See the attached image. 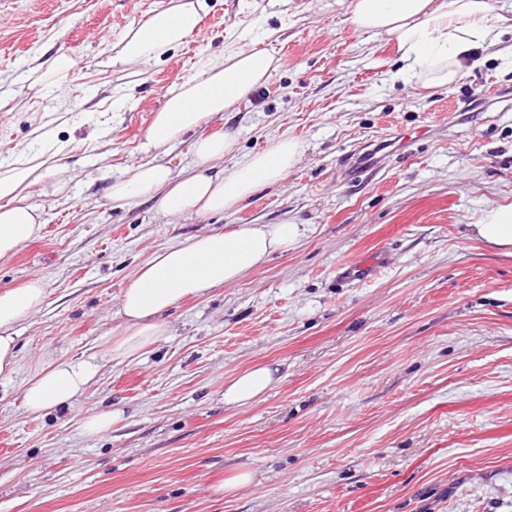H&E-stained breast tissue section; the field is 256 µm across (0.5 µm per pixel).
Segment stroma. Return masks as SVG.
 I'll use <instances>...</instances> for the list:
<instances>
[{"mask_svg": "<svg viewBox=\"0 0 512 512\" xmlns=\"http://www.w3.org/2000/svg\"><path fill=\"white\" fill-rule=\"evenodd\" d=\"M198 35L139 78L108 48L169 0H10L0 11V153L52 123L76 176L30 188L44 224L0 260V287L33 277L44 307L17 328L18 369L0 380V512H512V255L473 238L493 205L512 204V51L480 54L444 89L395 80L385 39L357 32L336 0H287L265 49L281 66L205 125L237 150L286 136L302 156L278 186L225 214L167 217L153 202L108 198L147 160L152 115L199 56L224 55L248 24L240 0H208ZM75 61L55 96L29 70ZM426 129L377 171L354 165L367 142ZM306 225L294 250L241 280L180 303L168 334L113 363L123 288L158 249L242 224ZM386 260L348 285L338 274ZM56 359L99 374L67 409L29 413L23 390ZM270 363L279 381L242 407L235 374ZM113 410L99 435L85 419ZM241 469L249 486L218 492Z\"/></svg>", "mask_w": 512, "mask_h": 512, "instance_id": "obj_1", "label": "stroma"}]
</instances>
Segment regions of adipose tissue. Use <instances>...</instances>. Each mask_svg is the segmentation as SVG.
<instances>
[{"label": "adipose tissue", "mask_w": 512, "mask_h": 512, "mask_svg": "<svg viewBox=\"0 0 512 512\" xmlns=\"http://www.w3.org/2000/svg\"><path fill=\"white\" fill-rule=\"evenodd\" d=\"M345 6L347 19L364 34L385 37L396 49L400 79L426 88L445 87L467 69L473 51L498 46L512 34V7L500 0H336ZM207 10L205 0H170L167 7L131 24L115 43L114 62L137 68L159 61L183 45L200 28ZM272 29L262 19L232 32L235 45L223 59L200 60L196 74L186 78L154 113L146 147L155 159L129 167L109 188L112 202L133 199L154 201L166 216L222 213L249 200L262 188L280 184L299 161L301 149L291 139H275L267 148L240 159L224 175L211 172L213 161L233 152L232 134L198 136L191 170L173 174L159 160L169 146L196 132L208 118L228 112L264 85L280 60L259 44ZM48 151L18 152L0 165V259L12 255L35 238L44 222L42 212L28 201L29 189L47 175L58 178V188L68 182L64 147L39 133ZM474 235L485 244L512 252V204L487 208ZM307 232L302 224H247L224 232H202L155 251L136 268L124 289L120 320L111 331L112 359H136L166 332L164 313L188 298L240 280L273 254L297 246ZM47 299L43 278L0 290V379L15 373L18 365L16 328L41 310ZM99 372L96 363L55 360L25 386L24 407L32 413L72 405ZM276 371L261 365L244 371L224 385L228 406L250 404L276 381Z\"/></svg>", "instance_id": "adipose-tissue-1"}]
</instances>
